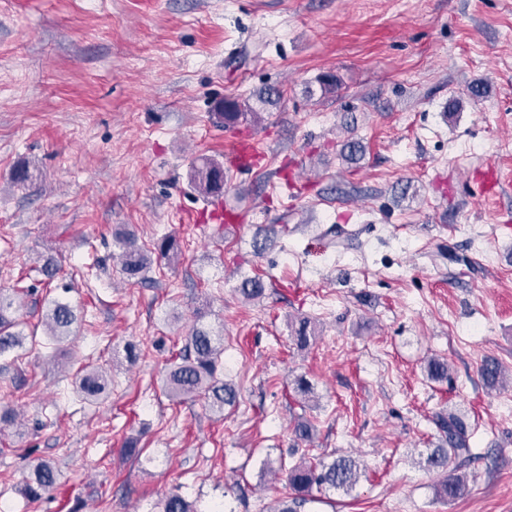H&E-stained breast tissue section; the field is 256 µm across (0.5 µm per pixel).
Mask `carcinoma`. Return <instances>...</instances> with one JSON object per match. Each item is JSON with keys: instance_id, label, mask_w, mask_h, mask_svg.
I'll return each instance as SVG.
<instances>
[{"instance_id": "obj_1", "label": "carcinoma", "mask_w": 512, "mask_h": 512, "mask_svg": "<svg viewBox=\"0 0 512 512\" xmlns=\"http://www.w3.org/2000/svg\"><path fill=\"white\" fill-rule=\"evenodd\" d=\"M224 126L256 122L259 113L248 111L236 99H226L220 105ZM193 178L201 193L205 196L219 197L224 193V165L207 160L194 170ZM120 253L118 261L123 275L129 279H142L145 273L157 261L171 260L178 256V243L175 237L165 236L157 245L153 254L137 243L132 234L117 239ZM265 284L258 278H245L236 288L246 301L260 298L264 294ZM23 297L12 289L0 288V356L24 345L26 334L20 328L15 313L23 307ZM77 320L75 308L66 301L55 300L48 307L46 325L49 336L62 342L72 333ZM224 354L223 330L198 325L184 337V345L166 375V390L174 400H184L202 396L207 400L209 409L223 414L224 408L232 407L238 399V390L234 383L217 374L218 365ZM428 377L435 381H446L449 377L448 362L438 358L427 361ZM481 376L490 388L503 387L512 383V374L494 360L482 364ZM109 373L100 367L85 368L76 385L77 392L88 401H97L109 393ZM435 424L442 434L439 446L432 449L425 459V466L444 474L437 493L440 497L454 500L466 490L467 476L465 468L472 457L469 436L465 422L459 416L439 413ZM455 463L448 470L449 463ZM361 463L352 456H339L330 462L309 463L301 461L286 472L288 485L296 493L291 501H282L271 512H299V508L313 500L312 490L325 489L350 490L359 481ZM57 472L53 465L41 460L31 466L28 476L21 487L24 495L31 501H37L49 495L56 487ZM162 512H196L193 505L180 493L171 492L162 501Z\"/></svg>"}]
</instances>
